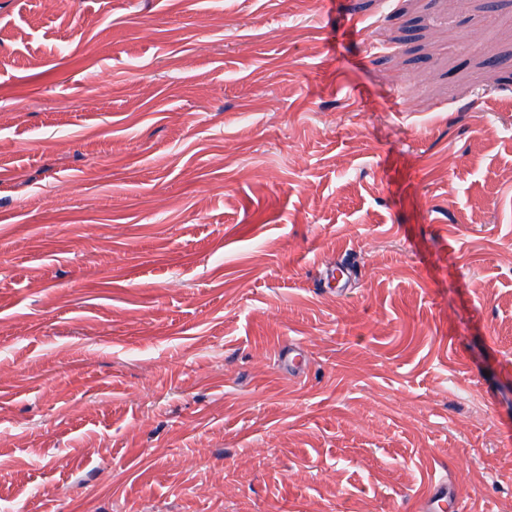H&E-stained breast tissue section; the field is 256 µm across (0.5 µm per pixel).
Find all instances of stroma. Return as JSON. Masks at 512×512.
Here are the masks:
<instances>
[{
	"instance_id": "1",
	"label": "stroma",
	"mask_w": 512,
	"mask_h": 512,
	"mask_svg": "<svg viewBox=\"0 0 512 512\" xmlns=\"http://www.w3.org/2000/svg\"><path fill=\"white\" fill-rule=\"evenodd\" d=\"M485 4L0 0L7 512H512ZM356 275V268L353 264L337 259L336 262L326 266L323 273L322 283L327 286H334L336 290L343 291L349 280ZM275 357L281 368L288 374H299L304 362L305 350L301 343L290 344L279 350ZM461 511L462 507L456 502L451 483L439 480L431 483L418 500V512Z\"/></svg>"
}]
</instances>
